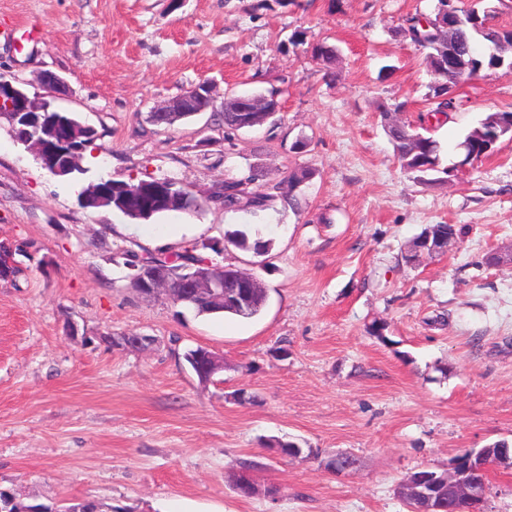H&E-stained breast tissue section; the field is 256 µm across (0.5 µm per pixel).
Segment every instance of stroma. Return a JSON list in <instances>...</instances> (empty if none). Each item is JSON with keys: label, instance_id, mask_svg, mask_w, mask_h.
<instances>
[{"label": "stroma", "instance_id": "stroma-1", "mask_svg": "<svg viewBox=\"0 0 512 512\" xmlns=\"http://www.w3.org/2000/svg\"><path fill=\"white\" fill-rule=\"evenodd\" d=\"M437 4L0 0V76L99 134L63 180L0 125V241L34 246L22 275L0 280V491L103 512H410L397 489L411 474L512 447V263L489 261L512 250V139L425 186L376 109L400 104L444 167L486 113L512 110L501 68L460 83L456 110L432 116L433 77L403 28ZM322 42L341 50L328 73L312 56ZM46 72L65 94L40 83ZM205 81L220 100L277 91L274 125L228 137L212 109L149 122L155 103ZM301 171L295 210L213 198L231 178L267 187ZM150 177L197 208L134 223L80 205L91 184ZM431 224L456 225L455 248L407 265ZM236 229L272 243L217 258L262 282L259 316H199L131 288L124 251L169 255ZM126 332L149 345L103 341ZM198 346L224 359L207 381L184 358ZM275 440L301 455H276ZM341 453L356 460L346 474L326 467ZM242 459L259 488L249 498L233 483Z\"/></svg>", "mask_w": 512, "mask_h": 512}]
</instances>
